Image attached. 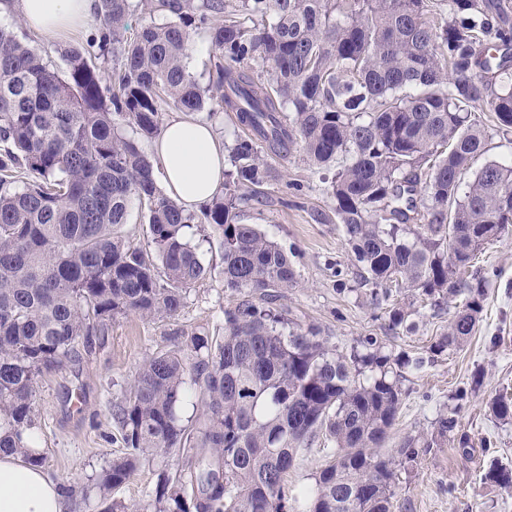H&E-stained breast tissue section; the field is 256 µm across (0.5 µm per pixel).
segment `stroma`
I'll use <instances>...</instances> for the list:
<instances>
[{
  "label": "stroma",
  "mask_w": 512,
  "mask_h": 512,
  "mask_svg": "<svg viewBox=\"0 0 512 512\" xmlns=\"http://www.w3.org/2000/svg\"><path fill=\"white\" fill-rule=\"evenodd\" d=\"M267 165L262 203L241 204L239 214L244 222L259 225L291 258L298 285L282 303L294 319L316 326L343 351L373 336L386 353L426 359L420 369L402 372L401 406L384 450L396 448L405 437L431 433L441 413L460 410L459 432L467 446L448 439L409 470L399 471L393 512H512V489L483 481L492 460L512 466V424L496 420L487 406L492 396L512 393V235L486 245L469 270L484 282V310L474 334L459 350L434 356L429 347L446 332L455 304L434 310L396 287L390 302L375 303L370 287L355 278L354 257L325 172L296 151L270 156ZM189 239L210 273L188 289L177 315L116 316L89 346L77 347L62 368L37 380L31 434L46 457L48 476L73 488L67 512H97L96 478L125 451L112 404L133 383L142 363L170 348L181 331L223 335L224 311L239 300L224 286L218 239L204 230L190 231ZM393 302L409 313L417 325L414 332L389 330ZM458 394L464 397L459 404L454 401ZM186 466L178 453L160 455L113 490L112 498L129 512H150L160 470Z\"/></svg>",
  "instance_id": "obj_1"
}]
</instances>
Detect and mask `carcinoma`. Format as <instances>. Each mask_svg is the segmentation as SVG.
<instances>
[{
    "label": "carcinoma",
    "instance_id": "1",
    "mask_svg": "<svg viewBox=\"0 0 512 512\" xmlns=\"http://www.w3.org/2000/svg\"><path fill=\"white\" fill-rule=\"evenodd\" d=\"M149 22L127 35L131 0H98L85 46L58 45L59 70L0 25V452L41 467L29 433L34 384L79 340L118 314L172 317L210 267L186 237L207 224L220 239L224 287L244 296L224 310V335L187 332L149 357L113 403L127 452L97 481L103 512H123L112 490L154 457L177 450L195 480L158 475L154 512H392L396 472L456 434L457 409L430 436L384 453L402 401L378 340L341 351L279 300L298 285L288 254L238 214L262 202L265 154L337 160L336 217L359 282L388 300L389 284L464 303L430 353L473 335L482 285L467 278L481 246L512 233V164L474 170L487 131L475 113L512 130V6L504 0H141ZM448 17H443V13ZM208 33L215 80L207 95L184 58ZM253 62L268 78L238 69ZM112 64V85L101 68ZM235 113L243 134L224 169V196L201 215L158 187L139 139L161 134L162 110ZM135 129L128 138L122 127ZM474 170L461 186V176ZM26 182L14 185V174ZM148 216V247L119 235L133 202ZM423 223L411 224L410 213ZM400 308L389 328L414 329ZM194 392L200 413L178 410ZM512 422V397L489 401ZM334 443L314 485L288 473L317 433ZM484 480L512 486L490 463Z\"/></svg>",
    "mask_w": 512,
    "mask_h": 512
}]
</instances>
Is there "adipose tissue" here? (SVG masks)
Returning a JSON list of instances; mask_svg holds the SVG:
<instances>
[{"label": "adipose tissue", "mask_w": 512, "mask_h": 512, "mask_svg": "<svg viewBox=\"0 0 512 512\" xmlns=\"http://www.w3.org/2000/svg\"><path fill=\"white\" fill-rule=\"evenodd\" d=\"M96 0H0V16L54 40L93 20ZM161 166L167 192L186 209L208 204L224 182V145L204 122L175 117L148 147ZM0 512H66L65 496L43 469L0 454Z\"/></svg>", "instance_id": "obj_1"}]
</instances>
